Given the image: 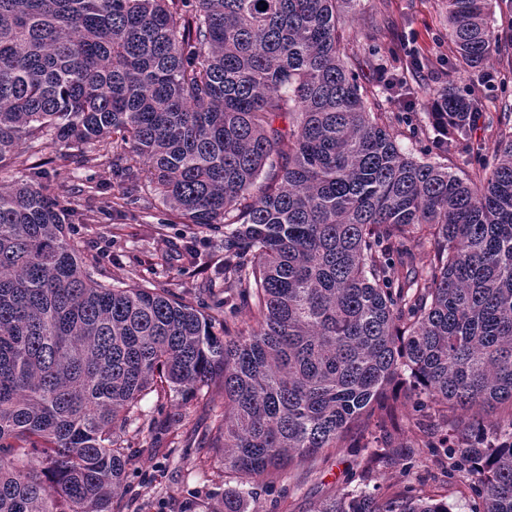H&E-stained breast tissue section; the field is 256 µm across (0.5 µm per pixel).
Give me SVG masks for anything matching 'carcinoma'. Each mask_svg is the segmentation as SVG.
Returning a JSON list of instances; mask_svg holds the SVG:
<instances>
[{"mask_svg":"<svg viewBox=\"0 0 512 512\" xmlns=\"http://www.w3.org/2000/svg\"><path fill=\"white\" fill-rule=\"evenodd\" d=\"M349 2L0 0V167L33 159L0 185V512H121L115 429L166 389L224 399L211 441L239 478L224 512H241L250 485L365 422L398 430L387 391L406 376L434 405L427 447L483 512H512V134L470 152L474 180L404 153L348 61ZM447 3L459 64L486 65L500 0ZM427 98L444 154L463 116L512 119L476 92ZM48 140L81 163L128 149L124 200L148 183L181 223L224 225V292L251 331L234 310L98 282L40 171ZM458 411L452 435L429 424ZM314 512L450 510L347 490Z\"/></svg>","mask_w":512,"mask_h":512,"instance_id":"cac0c4a2","label":"carcinoma"}]
</instances>
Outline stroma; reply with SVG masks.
Returning a JSON list of instances; mask_svg holds the SVG:
<instances>
[{
    "instance_id": "obj_1",
    "label": "stroma",
    "mask_w": 512,
    "mask_h": 512,
    "mask_svg": "<svg viewBox=\"0 0 512 512\" xmlns=\"http://www.w3.org/2000/svg\"><path fill=\"white\" fill-rule=\"evenodd\" d=\"M344 43L358 55L362 84L376 90L373 111L391 117L402 150L469 175L458 157L434 149L436 133L423 92L450 84L466 94L477 87L484 112L512 108V33L502 32L490 62L472 70L455 63L443 0H352ZM44 156L53 186L61 197L75 199L71 236L84 260L95 263L99 282L170 289L207 302L222 299L209 285L224 257L223 229L178 223L148 187L135 203L110 208L122 191L111 156L80 165L59 144L46 145ZM396 396L401 430L388 434L377 422L365 423L343 447L325 449L311 463L256 484L245 512H313L320 501L362 479L382 494L410 487L446 500L452 512H474L467 474L441 468L438 454L423 445L412 400L401 389ZM180 401L173 392L149 394L139 418L119 431L131 460L119 493L125 512H224L225 492L237 487L235 476L224 471L220 451L206 444L215 414L204 401L188 404L183 424L152 435ZM385 442L391 445L388 457L371 462V446Z\"/></svg>"
}]
</instances>
